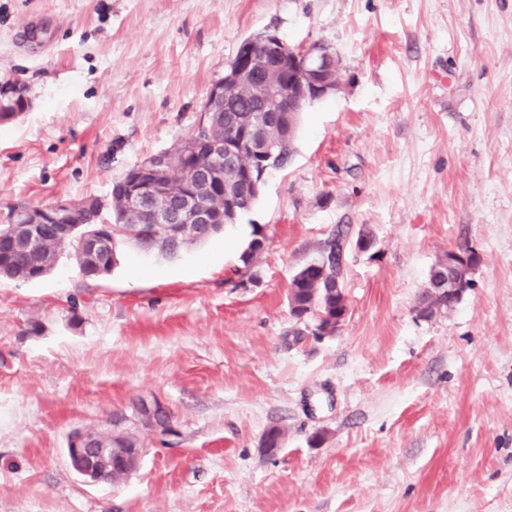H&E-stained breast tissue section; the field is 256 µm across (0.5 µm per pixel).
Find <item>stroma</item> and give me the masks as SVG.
<instances>
[{"instance_id": "obj_1", "label": "stroma", "mask_w": 512, "mask_h": 512, "mask_svg": "<svg viewBox=\"0 0 512 512\" xmlns=\"http://www.w3.org/2000/svg\"><path fill=\"white\" fill-rule=\"evenodd\" d=\"M267 32L340 75L250 212L175 260L0 278V512H512V0H0V86L29 96L0 122V213L107 199ZM339 230L345 322L293 337L290 280ZM451 250L479 255L470 286L420 317ZM141 398L169 431L85 483L71 434L131 429Z\"/></svg>"}]
</instances>
